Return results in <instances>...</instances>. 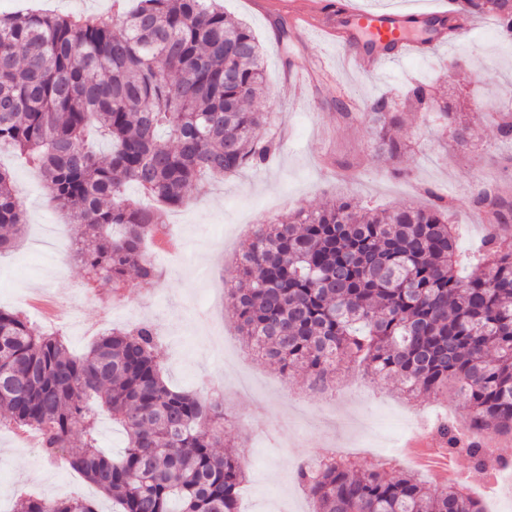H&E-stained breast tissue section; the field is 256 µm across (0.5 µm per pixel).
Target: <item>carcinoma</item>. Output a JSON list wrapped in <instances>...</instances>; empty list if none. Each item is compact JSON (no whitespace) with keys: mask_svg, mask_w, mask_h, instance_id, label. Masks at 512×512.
I'll list each match as a JSON object with an SVG mask.
<instances>
[{"mask_svg":"<svg viewBox=\"0 0 512 512\" xmlns=\"http://www.w3.org/2000/svg\"><path fill=\"white\" fill-rule=\"evenodd\" d=\"M471 5L512 33V0ZM265 90L260 43L219 0H139L115 22L39 9L0 15V145L82 226L76 256L89 278L116 289L130 285L131 269L140 287L159 282L144 245L163 232L167 211L189 204L202 176L260 167L277 149L270 113L253 107ZM403 103L439 111L457 140L472 136L430 85L410 87ZM367 117L376 150L398 157L390 131L404 111L380 97ZM91 129L111 143L109 159L86 146ZM128 184L159 207L129 198ZM477 204L502 223L473 256L458 253L441 197L427 209L334 201L255 225L224 289L240 336L282 374L305 371L312 390H328L340 368L358 364L411 397L451 390L477 432L512 436V236L503 222L512 205L493 186ZM25 225L0 168V251ZM160 346L140 323L104 333L77 356L61 335L0 308V422L36 432L47 459L65 458L112 498L113 512H239L250 464L245 449L224 442L223 401L172 390ZM103 414L125 431L118 459L99 448ZM437 434L473 469L492 466L480 442H461L446 423ZM295 478L316 512H479L461 488L334 449L299 465ZM20 512L98 510L86 498L33 493Z\"/></svg>","mask_w":512,"mask_h":512,"instance_id":"1","label":"carcinoma"}]
</instances>
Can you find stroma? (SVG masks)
<instances>
[{
    "mask_svg": "<svg viewBox=\"0 0 512 512\" xmlns=\"http://www.w3.org/2000/svg\"><path fill=\"white\" fill-rule=\"evenodd\" d=\"M276 0H222L224 10L246 23L262 46L269 95L262 107L280 125L282 146L267 165L210 181L185 207L167 215L181 238L179 252L155 257L162 278L152 288L115 291L89 281L69 255L77 226L49 201L41 178L15 153L0 151L27 208L19 245L0 254V308L33 314L31 300L46 294L65 309L57 331L70 351L83 353L97 331L153 324L162 348L158 360L175 390L208 398L219 386L237 423L229 432L245 442L251 459L240 491L241 512H312L313 503L294 477L297 464L319 453L349 447L365 429H391L394 443L433 427L445 398L405 400L397 381L364 380L359 371L338 373L332 388L309 390L302 375L287 377L241 345L236 319L224 298V282L252 225L272 224L298 208L346 198L364 208H423L434 196L451 203L462 252L485 235L486 215L477 192L496 183L512 192V140L497 130V115L512 113V39L495 16L477 17L471 37L446 40L434 52L409 55L372 73L343 72L344 48L319 29L289 30L279 39L282 12ZM464 67L447 71L448 59ZM303 78L306 94L287 96L289 77ZM431 82L469 117L475 134L455 141L435 113H407L395 132L405 144L397 161L374 149L363 123L343 122L337 101L355 111L380 95L397 98L409 85ZM401 175H394V168ZM52 498L93 500L112 512L103 496L65 459L48 461L36 439L0 426V512H12L26 491Z\"/></svg>",
    "mask_w": 512,
    "mask_h": 512,
    "instance_id": "35a3bbf8",
    "label": "stroma"
}]
</instances>
